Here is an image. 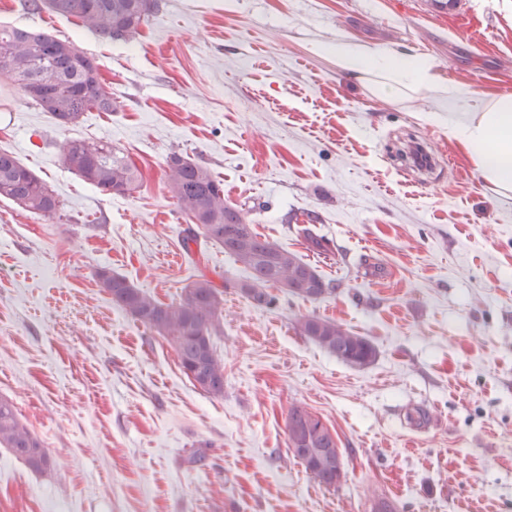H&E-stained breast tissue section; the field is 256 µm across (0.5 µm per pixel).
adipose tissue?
Instances as JSON below:
<instances>
[{
    "label": "adipose tissue",
    "mask_w": 512,
    "mask_h": 512,
    "mask_svg": "<svg viewBox=\"0 0 512 512\" xmlns=\"http://www.w3.org/2000/svg\"><path fill=\"white\" fill-rule=\"evenodd\" d=\"M339 69L370 81L375 94L394 99L427 92L439 101L429 122L444 125L465 150L480 176L498 192H512V95L491 99L444 86L428 60L344 36L315 43Z\"/></svg>",
    "instance_id": "obj_1"
}]
</instances>
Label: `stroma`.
<instances>
[{
  "instance_id": "35a3bbf8",
  "label": "stroma",
  "mask_w": 512,
  "mask_h": 512,
  "mask_svg": "<svg viewBox=\"0 0 512 512\" xmlns=\"http://www.w3.org/2000/svg\"><path fill=\"white\" fill-rule=\"evenodd\" d=\"M421 0H162L129 42L0 0V24L67 39L120 103L59 129L0 81V150L57 195L39 218L0 200V398L44 442L36 472L0 448V512H512V194L485 182L438 101L375 95L313 52L336 34L427 59L442 82L512 94V0L466 47ZM128 151L142 181L98 193L61 163L66 136ZM426 146L441 165L405 159ZM207 167L257 233L331 281L317 302L273 289L259 308L225 279L222 247L183 249L191 226L170 153ZM325 238L310 250L307 235ZM108 270L164 304L206 278L223 290L224 394L203 392L172 344L98 286ZM317 316L367 337L351 367L309 341ZM335 434L346 476L326 488L288 450L291 406ZM421 408L429 418L410 423Z\"/></svg>"
}]
</instances>
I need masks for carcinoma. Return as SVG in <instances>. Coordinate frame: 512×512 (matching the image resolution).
Instances as JSON below:
<instances>
[{
  "label": "carcinoma",
  "instance_id": "obj_1",
  "mask_svg": "<svg viewBox=\"0 0 512 512\" xmlns=\"http://www.w3.org/2000/svg\"><path fill=\"white\" fill-rule=\"evenodd\" d=\"M36 9L76 18L103 40L131 41L159 11L158 0H28ZM0 78L23 90L32 83L43 91L32 98L55 119L58 127L76 125L87 111L114 112L112 98L100 77V63L74 43L45 31L0 25ZM62 163L100 193L131 195L140 187L135 161L103 140L69 138ZM169 188L180 209L196 219L183 238V247L203 237L224 247V254L242 264L249 277L234 284L242 296L258 307L268 306L273 286L289 294L320 301L335 291L315 267L258 234L241 211L224 202V188L210 170L176 152L167 158ZM0 199L34 216L51 217L60 207L58 197L42 179L13 153L0 150ZM99 287L133 319L165 337L173 345L188 378L213 397L224 395V365L213 337L223 333L221 292L207 279L193 282L177 303L162 304L135 288L125 277L102 270ZM299 333L354 367L369 365L376 349L364 336L343 325L315 316L296 321ZM288 447L312 477L327 488L341 480L336 437L322 420L301 406H293L287 419ZM0 447L10 450L34 471L51 465L43 442L18 416L13 402L0 398Z\"/></svg>",
  "mask_w": 512,
  "mask_h": 512
}]
</instances>
